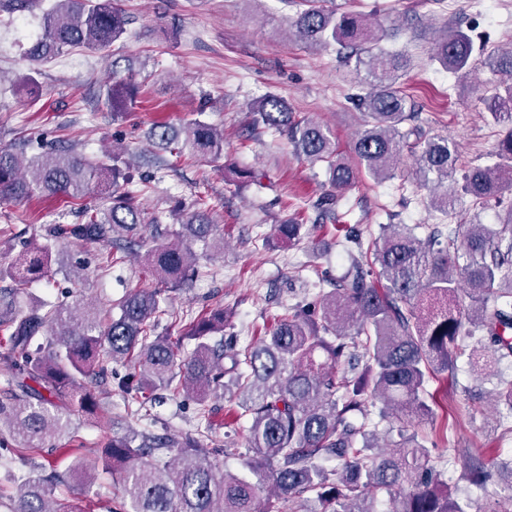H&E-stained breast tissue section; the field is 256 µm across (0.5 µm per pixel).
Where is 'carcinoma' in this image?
<instances>
[{
	"instance_id": "carcinoma-1",
	"label": "carcinoma",
	"mask_w": 512,
	"mask_h": 512,
	"mask_svg": "<svg viewBox=\"0 0 512 512\" xmlns=\"http://www.w3.org/2000/svg\"><path fill=\"white\" fill-rule=\"evenodd\" d=\"M304 2L307 8L288 24L295 36L309 45L338 44L355 58L353 74L367 71V87L357 95L363 123L353 145L358 163L380 182L392 176L408 148L417 156L418 172L434 175L440 185L448 182L458 162L455 144L405 127L411 112L398 81L408 72L407 54L379 46L382 24L374 28L363 15L322 0ZM126 24L116 0H54L26 57L45 63L70 46L104 49L122 38ZM474 51L469 33L445 28L432 60L465 77L475 64ZM488 65L509 76L485 97L491 121L507 134L495 163L465 171L462 191L477 203L499 205L512 186V49ZM137 94L130 79L107 86L117 113L128 111ZM250 112L255 122L287 135L298 156L327 163L336 191L351 186L354 169L336 159V141L322 125L297 118L274 94L251 104ZM149 142L180 155L217 158L224 130L197 118L186 124L182 138L168 125H155ZM107 155L104 163L62 146L28 159L24 146L1 144L0 201L47 194L77 205L93 193L101 205H78L81 223L55 224L48 237L106 246L116 237H140L158 218L148 216L131 192L114 195L130 178L122 151ZM456 203L446 189L431 196V206L443 214ZM178 224L173 239L145 254L160 287L132 290L115 304L117 314L78 299L0 315L10 364L0 399L1 448L14 446L26 461L49 442H76V420L100 409L84 379L119 362L126 368L121 388L142 409L158 402L162 389L194 392L201 433L212 430L211 395H239L237 413L249 421L243 465L251 473L221 472L214 455L222 449L205 448L198 437L180 441L130 428L104 449L121 489L119 512H300L307 494L319 502L317 512H380L382 492L391 503L388 512H472L469 496L448 493L429 449L407 424L434 420L428 382L447 380L459 358L487 380L512 357V204L496 224H430L423 238L409 224L382 225L374 239L357 225H341L346 275L319 299L288 307L256 345H241L225 333L231 313L222 306L182 316L188 327L178 336L157 333L163 316L176 317L165 293L194 278L198 254L224 250V232L205 203L182 210ZM302 228L288 220L274 234L290 243ZM59 254L48 244L30 246L1 264L0 280L11 287L0 303L14 304L21 290L51 275ZM494 396L503 410L493 428L512 437V380L497 379ZM383 422L398 440L378 443ZM448 452L447 463L462 462L466 481L487 490L494 475L479 455ZM500 469L508 480L494 491L491 512H512V462ZM9 512L74 510L54 488L33 480L22 482Z\"/></svg>"
}]
</instances>
